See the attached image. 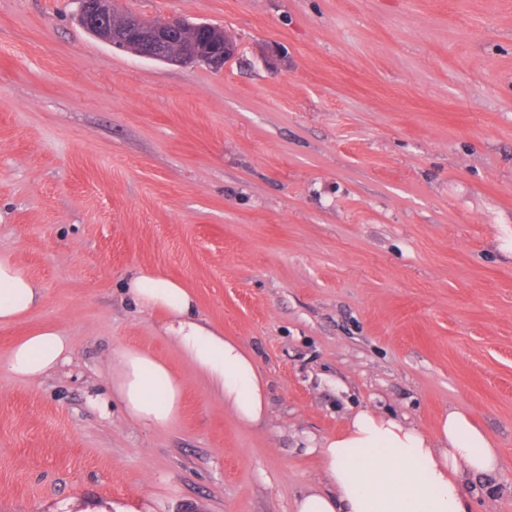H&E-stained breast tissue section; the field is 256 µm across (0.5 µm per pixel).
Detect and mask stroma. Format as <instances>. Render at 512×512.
<instances>
[{"instance_id":"1","label":"stroma","mask_w":512,"mask_h":512,"mask_svg":"<svg viewBox=\"0 0 512 512\" xmlns=\"http://www.w3.org/2000/svg\"><path fill=\"white\" fill-rule=\"evenodd\" d=\"M230 30L223 70L118 52L75 0H0V254L41 287L0 325V512H294L324 485L303 440L370 409L500 450L472 512H512V0H119ZM191 290L267 383L239 424L137 306ZM52 327L30 380L12 346ZM183 383L131 421L112 355ZM70 348L53 328H43L16 343L8 358V368L16 376L37 379L65 362Z\"/></svg>"}]
</instances>
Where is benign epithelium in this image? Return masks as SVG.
Instances as JSON below:
<instances>
[{
	"label": "benign epithelium",
	"instance_id": "1",
	"mask_svg": "<svg viewBox=\"0 0 512 512\" xmlns=\"http://www.w3.org/2000/svg\"><path fill=\"white\" fill-rule=\"evenodd\" d=\"M77 22L114 49L170 65L221 70L238 50L217 26L184 17L145 19L119 11L116 0H78Z\"/></svg>",
	"mask_w": 512,
	"mask_h": 512
}]
</instances>
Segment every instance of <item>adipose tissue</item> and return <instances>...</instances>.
Instances as JSON below:
<instances>
[{"mask_svg":"<svg viewBox=\"0 0 512 512\" xmlns=\"http://www.w3.org/2000/svg\"><path fill=\"white\" fill-rule=\"evenodd\" d=\"M143 308L164 313L163 325L213 392L246 427L260 423L268 407L267 385L240 341L203 320L195 297L181 283L153 270L129 281ZM40 289L11 256L0 255V323L10 324L36 308ZM70 348L61 334L43 328L16 343L8 368L37 379L65 362ZM112 389L129 417L164 427L178 416L183 387L169 366L137 347L115 351ZM322 460L327 488H309L296 512H471L466 479L496 471L499 455L466 414L451 410L435 436L369 410L359 411L344 432L310 443Z\"/></svg>","mask_w":512,"mask_h":512,"instance_id":"adipose-tissue-1","label":"adipose tissue"}]
</instances>
